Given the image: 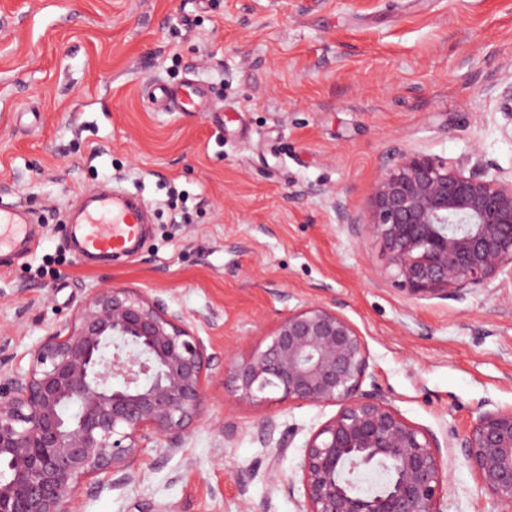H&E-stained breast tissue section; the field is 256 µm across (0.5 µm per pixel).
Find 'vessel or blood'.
Returning a JSON list of instances; mask_svg holds the SVG:
<instances>
[{"mask_svg":"<svg viewBox=\"0 0 512 512\" xmlns=\"http://www.w3.org/2000/svg\"><path fill=\"white\" fill-rule=\"evenodd\" d=\"M153 101L174 112H201L210 98L208 87L193 80L181 83L155 84ZM141 211L127 197L112 194L92 198L84 207L79 234L88 252L118 253L141 236ZM31 221L26 212L0 205V253L16 247H29L32 241Z\"/></svg>","mask_w":512,"mask_h":512,"instance_id":"1","label":"vessel or blood"}]
</instances>
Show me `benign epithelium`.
Wrapping results in <instances>:
<instances>
[{
    "label": "benign epithelium",
    "instance_id": "1",
    "mask_svg": "<svg viewBox=\"0 0 512 512\" xmlns=\"http://www.w3.org/2000/svg\"><path fill=\"white\" fill-rule=\"evenodd\" d=\"M336 223L377 240L393 283L414 298L459 297L512 274V175H491L475 150L448 159L402 151L373 185L366 211L335 208ZM212 355L184 316L134 288L102 287L30 352L28 368L0 366V512H80L78 486L135 478L151 442L181 448L205 408ZM357 327L325 303L301 306L270 343L224 366L233 406L278 401L337 413L312 433L299 468L266 473L270 490H302L299 512H443L447 456L370 377ZM269 416L256 439L273 460L289 445ZM480 489L512 512V409L480 412L461 441ZM393 470L390 489L366 496L351 475Z\"/></svg>",
    "mask_w": 512,
    "mask_h": 512
}]
</instances>
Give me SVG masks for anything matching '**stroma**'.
Wrapping results in <instances>:
<instances>
[{
	"label": "stroma",
	"mask_w": 512,
	"mask_h": 512,
	"mask_svg": "<svg viewBox=\"0 0 512 512\" xmlns=\"http://www.w3.org/2000/svg\"><path fill=\"white\" fill-rule=\"evenodd\" d=\"M511 60L512 0H0V202L39 219L30 250L0 259V361L28 366L103 286L160 296L213 355L182 448L150 444L130 484L82 486V512H298L301 494L264 479L257 426L272 415L288 434V476L336 409L229 406L224 354L310 302L347 316L378 389L451 443L444 512H494L460 442L479 410L512 407V275L413 298L334 207L362 213L402 151L477 150L512 171ZM186 78L210 88L208 111L151 102ZM109 187L141 200L143 237L83 259L75 205Z\"/></svg>",
	"instance_id": "35a3bbf8"
}]
</instances>
